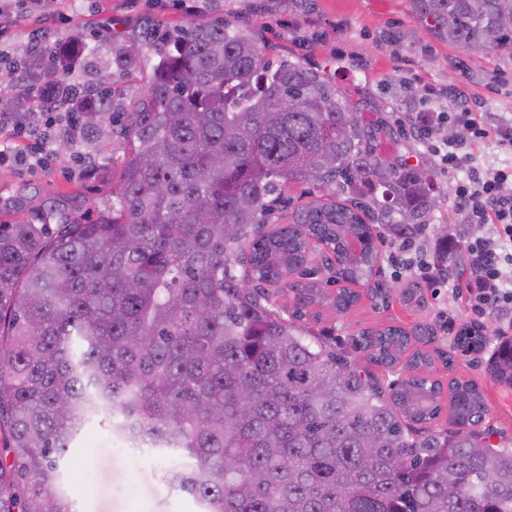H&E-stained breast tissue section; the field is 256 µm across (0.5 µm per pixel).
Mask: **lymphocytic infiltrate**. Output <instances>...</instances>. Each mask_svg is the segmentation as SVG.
Returning <instances> with one entry per match:
<instances>
[{"label": "lymphocytic infiltrate", "mask_w": 512, "mask_h": 512, "mask_svg": "<svg viewBox=\"0 0 512 512\" xmlns=\"http://www.w3.org/2000/svg\"><path fill=\"white\" fill-rule=\"evenodd\" d=\"M475 107L471 98L458 96L457 110L449 118L463 126L467 136L462 140H436L433 148L449 170L465 172L453 191L455 210L462 223L492 227L488 236L466 240L462 246L470 279L467 306L474 312H506L512 310V193L506 190L512 182V166L479 165L474 150L489 140L512 146V118H502L490 126ZM43 119L40 112L28 116L0 113V130H10L12 140L9 147L0 149V163L15 154L39 163L53 151V139L34 135Z\"/></svg>", "instance_id": "f902f5d3"}]
</instances>
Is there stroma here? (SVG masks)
I'll return each instance as SVG.
<instances>
[{"label":"stroma","mask_w":512,"mask_h":512,"mask_svg":"<svg viewBox=\"0 0 512 512\" xmlns=\"http://www.w3.org/2000/svg\"><path fill=\"white\" fill-rule=\"evenodd\" d=\"M147 14L173 24L189 19L178 0H54L29 14L20 27L0 34V60L9 64L20 57L35 29L47 30L53 42L63 44L78 31L95 34L102 17H111L120 30ZM199 17L247 22L262 38L270 61L288 58L321 66L336 86L354 98H369L377 115L397 132L394 150L412 153L425 163L442 193L431 228L415 244L433 266L428 278L419 282L424 309L395 299L379 310L364 298L345 316L326 312L316 319L304 318L303 326L321 332L325 344L336 349L363 328L430 323L435 330L430 354L437 361L447 355L455 361L450 372L437 364L432 377L444 382L452 377L474 380L487 404L486 426L512 440V387L486 374L487 353L453 351V338L466 324L481 327L490 346H497L498 331L512 322V315L472 313L464 302L465 278L441 276L437 225L452 224L456 239L462 241L477 230L460 223L453 208V174L440 166L425 144L406 133L420 107L418 88L424 84L442 93L441 109L447 113L453 109L447 94L452 85L481 101L485 121H493L498 112L512 113V56L468 53L433 38L412 15L409 0H311L306 12L296 10L293 0H202ZM82 154L90 155L93 170L84 178L79 175ZM111 178L109 162L83 141L71 150L55 149L43 168H29L20 159L0 164V221L37 219L53 202L88 214L106 199ZM61 488L73 495L78 512H197L192 498L171 488L163 463L134 464L109 430L94 423L75 441Z\"/></svg>","instance_id":"obj_1"}]
</instances>
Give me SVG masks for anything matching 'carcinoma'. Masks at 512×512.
Returning <instances> with one entry per match:
<instances>
[{
	"mask_svg": "<svg viewBox=\"0 0 512 512\" xmlns=\"http://www.w3.org/2000/svg\"><path fill=\"white\" fill-rule=\"evenodd\" d=\"M409 3L440 41L512 53V0ZM94 41L76 34L72 57L33 36L15 66L35 108L65 106L81 138L119 147L95 216L0 223V512H77L60 460L95 420L181 458L169 481L199 512H512V448L481 428L476 382L450 379L445 406L426 352L386 389L357 359L394 369L429 325L363 329L333 350L296 324L313 307L347 313L384 235L430 224L436 187L385 156L391 127L319 69L267 60L237 20L144 18ZM87 50L108 56L111 82L75 79L93 72ZM136 75L145 90L127 98L115 84ZM308 183L331 200L274 224ZM261 283L294 295L291 318ZM395 294L424 306L413 282L372 286L384 307ZM487 341L467 325L454 336L472 353ZM486 370L512 387V339ZM445 408L451 429L414 433Z\"/></svg>",
	"mask_w": 512,
	"mask_h": 512,
	"instance_id": "cac0c4a2",
	"label": "carcinoma"
}]
</instances>
